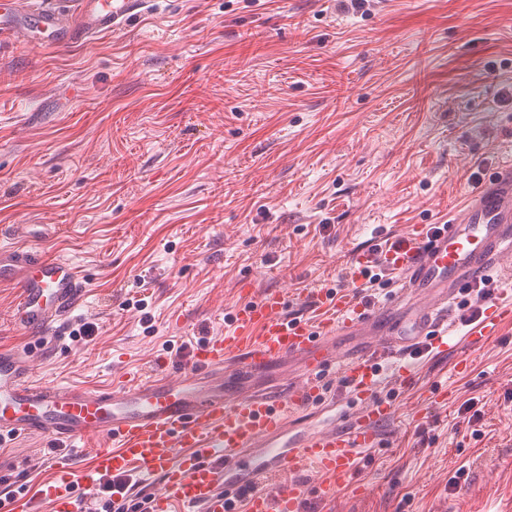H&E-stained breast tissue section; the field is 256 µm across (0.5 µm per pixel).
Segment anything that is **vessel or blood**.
Listing matches in <instances>:
<instances>
[{
    "instance_id": "vessel-or-blood-1",
    "label": "vessel or blood",
    "mask_w": 512,
    "mask_h": 512,
    "mask_svg": "<svg viewBox=\"0 0 512 512\" xmlns=\"http://www.w3.org/2000/svg\"><path fill=\"white\" fill-rule=\"evenodd\" d=\"M145 0H9L0 7V42L29 45L48 34L60 48L116 31ZM402 274L396 301L423 300L407 323L389 324L386 341L364 354H340L339 335L369 332L377 314L356 298L329 293L310 319L288 316L287 297L271 291L241 303L223 335L193 346L186 367L171 373L154 358L136 378L109 387L45 385L33 380L27 342L57 341L64 318L84 294L85 281L64 259L22 247L0 250V282L18 295L11 324L21 343L0 346V445L44 435L65 446L96 441L94 475L122 482L136 473L159 477L152 512H303L310 498L329 497L355 475L353 449L376 448L396 406L376 391L380 361L410 356L421 346L447 350L448 305L461 288L512 268V162L483 183L448 223L382 254L361 255ZM512 321V301L488 307L465 333L479 345ZM300 364V380L284 386L270 371ZM345 377L357 409L326 399L322 380ZM314 470L316 484L300 475ZM71 476L48 486L52 512H73Z\"/></svg>"
}]
</instances>
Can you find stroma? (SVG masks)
Here are the masks:
<instances>
[{
    "label": "stroma",
    "instance_id": "35a3bbf8",
    "mask_svg": "<svg viewBox=\"0 0 512 512\" xmlns=\"http://www.w3.org/2000/svg\"><path fill=\"white\" fill-rule=\"evenodd\" d=\"M510 138L512 0H149L86 43L0 45V247L90 283L34 379L185 364L271 290L292 317L315 291L361 292L356 258L447 223ZM409 363L406 380L383 373L398 416L380 447L355 449L353 483L305 512H512V323ZM56 457L94 502L79 443L17 438L0 476L42 499Z\"/></svg>",
    "mask_w": 512,
    "mask_h": 512
}]
</instances>
